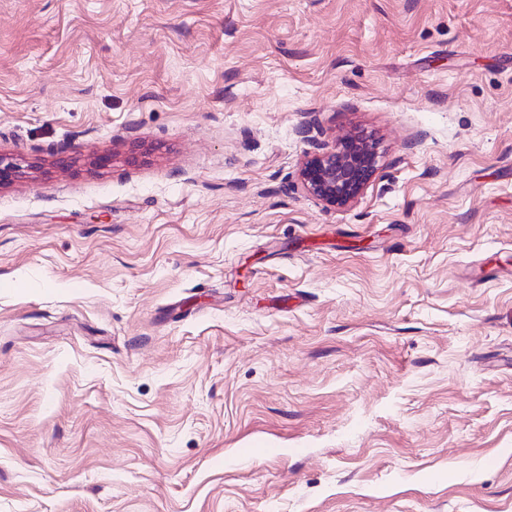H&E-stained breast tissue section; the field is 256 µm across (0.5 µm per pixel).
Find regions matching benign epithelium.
I'll use <instances>...</instances> for the list:
<instances>
[{
    "label": "benign epithelium",
    "mask_w": 512,
    "mask_h": 512,
    "mask_svg": "<svg viewBox=\"0 0 512 512\" xmlns=\"http://www.w3.org/2000/svg\"><path fill=\"white\" fill-rule=\"evenodd\" d=\"M380 153L378 142L367 135L345 138L305 159L299 178L304 192L329 207L354 203L375 175ZM24 172L17 159L0 153V185Z\"/></svg>",
    "instance_id": "7a95c632"
}]
</instances>
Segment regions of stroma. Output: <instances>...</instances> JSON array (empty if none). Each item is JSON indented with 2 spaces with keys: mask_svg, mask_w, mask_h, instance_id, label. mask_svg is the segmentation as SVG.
<instances>
[{
  "mask_svg": "<svg viewBox=\"0 0 512 512\" xmlns=\"http://www.w3.org/2000/svg\"><path fill=\"white\" fill-rule=\"evenodd\" d=\"M0 152V512H512V0H0ZM380 153L378 142L358 134L332 148L308 156L299 178L304 192L326 206L344 208L354 203L375 175Z\"/></svg>",
  "mask_w": 512,
  "mask_h": 512,
  "instance_id": "obj_1",
  "label": "stroma"
}]
</instances>
